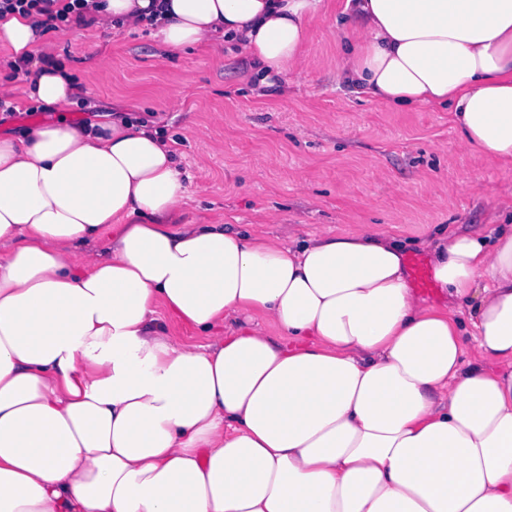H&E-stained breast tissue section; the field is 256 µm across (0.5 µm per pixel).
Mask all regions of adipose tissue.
I'll use <instances>...</instances> for the list:
<instances>
[{
    "label": "adipose tissue",
    "instance_id": "1",
    "mask_svg": "<svg viewBox=\"0 0 512 512\" xmlns=\"http://www.w3.org/2000/svg\"><path fill=\"white\" fill-rule=\"evenodd\" d=\"M86 2L172 51L221 37L269 78L304 66L322 0ZM354 15L339 81L448 107L461 147L512 165V0ZM41 22L0 15L26 97L59 113L0 136V512H512V230L437 232L431 303L384 227L289 247L186 221L153 122L67 116L80 90Z\"/></svg>",
    "mask_w": 512,
    "mask_h": 512
}]
</instances>
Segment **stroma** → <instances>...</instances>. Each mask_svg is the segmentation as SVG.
<instances>
[{
  "label": "stroma",
  "mask_w": 512,
  "mask_h": 512,
  "mask_svg": "<svg viewBox=\"0 0 512 512\" xmlns=\"http://www.w3.org/2000/svg\"><path fill=\"white\" fill-rule=\"evenodd\" d=\"M310 21L307 64L261 90L249 61L214 39L191 53L167 51L149 29L97 26L48 32L51 53L88 91L74 122L93 112L152 117L174 141L188 188L186 218L229 228L261 223L265 233L300 236L378 224L410 238L409 257L433 225L483 231L512 224V168L463 149L447 109L385 107L336 81V24L346 0H322ZM108 70L97 68L100 58ZM25 70L0 64L15 89L14 115L0 134L23 136L53 112L21 94Z\"/></svg>",
  "instance_id": "35a3bbf8"
}]
</instances>
